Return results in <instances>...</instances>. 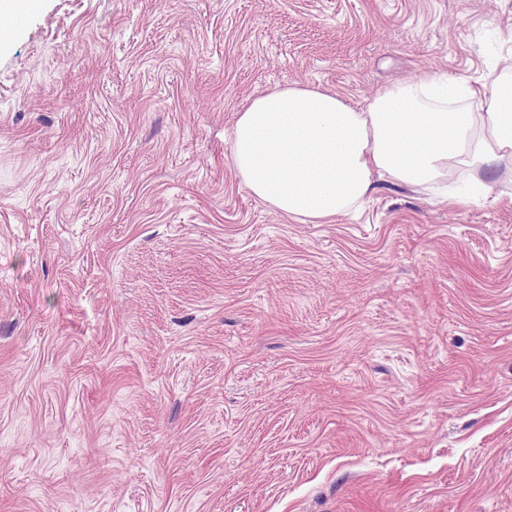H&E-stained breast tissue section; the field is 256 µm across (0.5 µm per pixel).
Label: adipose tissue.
Wrapping results in <instances>:
<instances>
[{
	"label": "adipose tissue",
	"mask_w": 512,
	"mask_h": 512,
	"mask_svg": "<svg viewBox=\"0 0 512 512\" xmlns=\"http://www.w3.org/2000/svg\"><path fill=\"white\" fill-rule=\"evenodd\" d=\"M234 167L271 208L313 223L356 212L377 181L429 194L455 174L512 171V51L492 83L421 73L363 103L291 86L253 99L231 134Z\"/></svg>",
	"instance_id": "obj_1"
}]
</instances>
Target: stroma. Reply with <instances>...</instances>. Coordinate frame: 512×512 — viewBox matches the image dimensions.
Returning <instances> with one entry per match:
<instances>
[{
  "instance_id": "35a3bbf8",
  "label": "stroma",
  "mask_w": 512,
  "mask_h": 512,
  "mask_svg": "<svg viewBox=\"0 0 512 512\" xmlns=\"http://www.w3.org/2000/svg\"><path fill=\"white\" fill-rule=\"evenodd\" d=\"M512 0H27L0 39V512H512V197L326 224L231 156L287 86L490 78Z\"/></svg>"
}]
</instances>
